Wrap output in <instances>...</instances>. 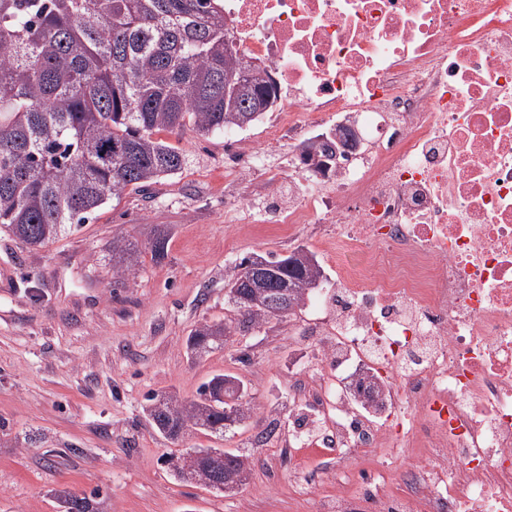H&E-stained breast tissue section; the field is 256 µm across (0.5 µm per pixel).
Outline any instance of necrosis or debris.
Segmentation results:
<instances>
[{
    "label": "necrosis or debris",
    "mask_w": 512,
    "mask_h": 512,
    "mask_svg": "<svg viewBox=\"0 0 512 512\" xmlns=\"http://www.w3.org/2000/svg\"><path fill=\"white\" fill-rule=\"evenodd\" d=\"M224 21L275 79L269 143L357 134L331 177L296 152L268 176L274 223L335 225L364 259L336 265L286 444L370 449L372 478L317 512H512V0H224Z\"/></svg>",
    "instance_id": "obj_1"
}]
</instances>
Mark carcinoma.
<instances>
[{"instance_id": "1", "label": "carcinoma", "mask_w": 512, "mask_h": 512, "mask_svg": "<svg viewBox=\"0 0 512 512\" xmlns=\"http://www.w3.org/2000/svg\"><path fill=\"white\" fill-rule=\"evenodd\" d=\"M224 0H0V226L36 247L66 224H84L109 200L179 174L185 156L160 134L205 137L242 129L276 102L272 78L257 75L233 47ZM158 234L151 260L167 257ZM141 251L112 238V273L136 274ZM323 268L303 246L286 256L240 259L225 284L242 329L283 321L305 306ZM236 327L205 323L187 337L194 355L221 346ZM244 381L219 373L191 399L147 395L153 429L175 439L190 428L224 435L225 421L250 417ZM252 472L232 450L196 448L179 478L239 489ZM65 512H107L101 490H51Z\"/></svg>"}]
</instances>
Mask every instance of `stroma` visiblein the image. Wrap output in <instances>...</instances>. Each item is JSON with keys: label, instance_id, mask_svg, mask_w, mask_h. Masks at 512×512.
I'll list each match as a JSON object with an SVG mask.
<instances>
[{"label": "stroma", "instance_id": "35a3bbf8", "mask_svg": "<svg viewBox=\"0 0 512 512\" xmlns=\"http://www.w3.org/2000/svg\"><path fill=\"white\" fill-rule=\"evenodd\" d=\"M224 140L170 136L186 156L181 173L126 191L45 245L23 246L0 229V512H58V487L101 489L110 512H316L343 467L364 466L360 456L279 462L275 438L287 436L296 400L290 379L325 344L308 327L316 303L201 356L186 348L200 324L236 319L224 284L240 258L302 245L325 272L336 262L322 225L286 233L225 223V197L248 198L255 213L270 197L263 170L225 180ZM158 233L168 253L156 264L146 248ZM117 236L144 248L137 273L120 282L109 261ZM215 373L245 381L250 419L221 436L192 431L176 441L150 427L147 393L190 398ZM196 448L247 456L248 484L225 493L176 479L172 459Z\"/></svg>", "mask_w": 512, "mask_h": 512}]
</instances>
